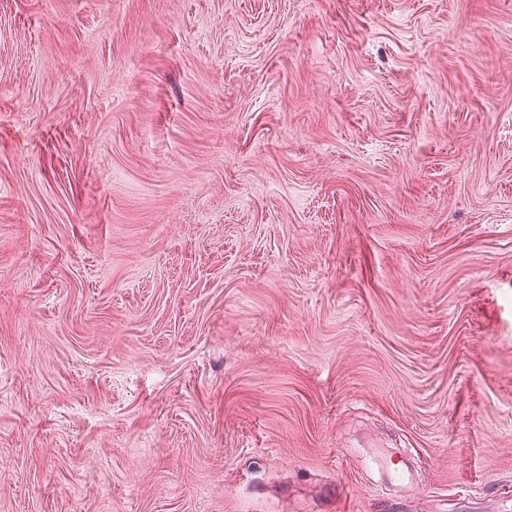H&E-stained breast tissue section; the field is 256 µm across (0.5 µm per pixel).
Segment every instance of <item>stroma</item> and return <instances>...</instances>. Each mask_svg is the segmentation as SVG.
<instances>
[{"label": "stroma", "instance_id": "35a3bbf8", "mask_svg": "<svg viewBox=\"0 0 512 512\" xmlns=\"http://www.w3.org/2000/svg\"><path fill=\"white\" fill-rule=\"evenodd\" d=\"M0 512H512V0H0Z\"/></svg>", "mask_w": 512, "mask_h": 512}]
</instances>
